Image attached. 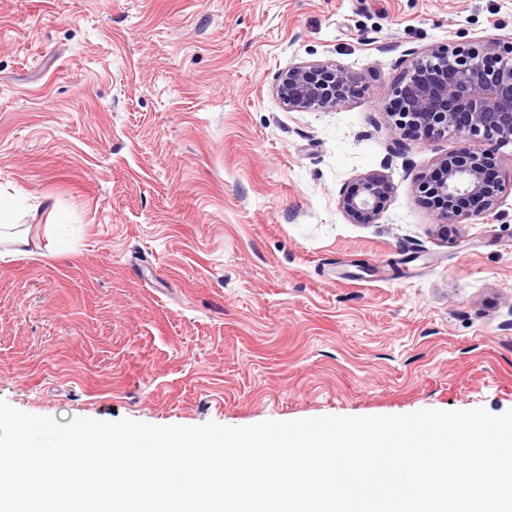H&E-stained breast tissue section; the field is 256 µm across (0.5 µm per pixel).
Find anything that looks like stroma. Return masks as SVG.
<instances>
[{
    "mask_svg": "<svg viewBox=\"0 0 512 512\" xmlns=\"http://www.w3.org/2000/svg\"><path fill=\"white\" fill-rule=\"evenodd\" d=\"M512 37V0H0V399L66 424L512 409V192L444 232L455 150L384 112L410 52ZM359 77L329 112L278 75ZM390 195L352 220L371 174ZM276 95L289 111L336 109L353 96L358 76L335 64L301 63L288 67L277 79ZM388 193L384 180L370 174L361 178L356 188L343 194L339 205L351 219H368L379 212ZM18 212L17 202L12 198L0 195V245L2 241L10 242L15 246H30V238L22 232H14Z\"/></svg>",
    "mask_w": 512,
    "mask_h": 512,
    "instance_id": "35a3bbf8",
    "label": "stroma"
}]
</instances>
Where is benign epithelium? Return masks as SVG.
<instances>
[{
	"mask_svg": "<svg viewBox=\"0 0 512 512\" xmlns=\"http://www.w3.org/2000/svg\"><path fill=\"white\" fill-rule=\"evenodd\" d=\"M358 76L335 64L301 63L280 73L276 95L290 111L334 109L353 96ZM391 126L420 136L456 135L460 146L440 158L418 187L448 224L497 215L511 190L497 175L500 150L512 145V40L450 42L413 58L392 89ZM388 195L375 174L359 180L339 205L351 219L374 217Z\"/></svg>",
	"mask_w": 512,
	"mask_h": 512,
	"instance_id": "obj_1",
	"label": "benign epithelium"
}]
</instances>
